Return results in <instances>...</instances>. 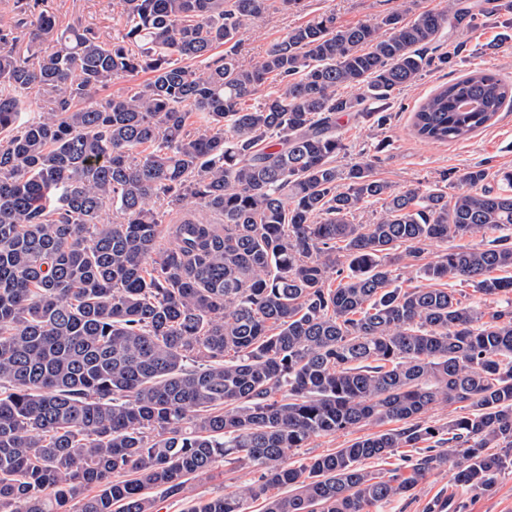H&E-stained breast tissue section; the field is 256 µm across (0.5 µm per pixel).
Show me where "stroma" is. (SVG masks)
I'll return each mask as SVG.
<instances>
[{"mask_svg": "<svg viewBox=\"0 0 512 512\" xmlns=\"http://www.w3.org/2000/svg\"><path fill=\"white\" fill-rule=\"evenodd\" d=\"M404 3L405 0H303L301 7L286 10L276 2L242 29L240 60L251 64L289 29L320 13H334L337 24L353 26L402 9ZM45 8L62 29L71 25L88 26L107 43L121 39L124 33L122 0H45ZM475 67L491 70L512 83L511 26L479 18L469 35L465 58L446 68L429 70L415 85L395 92L390 100L391 119L386 125L365 123L352 112L341 115L337 132L347 151L338 157V166L344 168L367 161L377 178L395 188L441 183L451 195L463 191L460 177L474 163L485 164L492 173L512 169L511 110L498 113L489 127L456 143L425 142L414 131L413 115L420 101ZM254 479L255 474L248 466L219 463L210 473L192 482L191 495L218 496L244 489ZM451 495L460 496L463 512H512V472L502 474L490 493L473 497L461 494L452 467H443L432 471L412 495L385 506L383 512H426L434 499Z\"/></svg>", "mask_w": 512, "mask_h": 512, "instance_id": "stroma-1", "label": "stroma"}]
</instances>
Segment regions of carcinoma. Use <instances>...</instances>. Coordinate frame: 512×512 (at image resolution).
Returning <instances> with one entry per match:
<instances>
[{"label": "carcinoma", "instance_id": "cac0c4a2", "mask_svg": "<svg viewBox=\"0 0 512 512\" xmlns=\"http://www.w3.org/2000/svg\"><path fill=\"white\" fill-rule=\"evenodd\" d=\"M43 2L15 0L0 25V512H157L224 459L257 479L186 512H379L450 462L458 486L492 491L512 470V170L496 190L482 163L451 197L397 189L366 162L336 167V116L384 125L395 90L466 51L431 45L480 15L512 25V2L346 27L322 13L249 67L239 35L270 0H123L122 41L70 26L49 54ZM34 90L56 98L29 121ZM511 105L512 84L470 71L414 127L456 142ZM369 202L377 220L355 222ZM504 230L426 260L430 242ZM404 260L480 300L398 285ZM441 403L459 414L425 424ZM430 440L406 474L365 467ZM379 428L371 425H361L351 433L348 434H336L331 436L318 437L308 442L306 448H297L293 451L290 456L289 462L293 461H304L303 459L309 458L315 455L326 454L333 452L336 448H343L348 441L357 438L367 436L368 434L378 431Z\"/></svg>", "mask_w": 512, "mask_h": 512}]
</instances>
